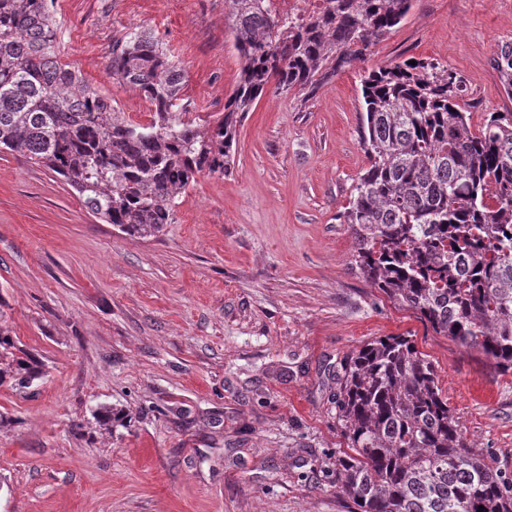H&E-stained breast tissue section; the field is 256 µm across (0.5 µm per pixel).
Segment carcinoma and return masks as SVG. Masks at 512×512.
Returning a JSON list of instances; mask_svg holds the SVG:
<instances>
[{
  "label": "carcinoma",
  "instance_id": "1",
  "mask_svg": "<svg viewBox=\"0 0 512 512\" xmlns=\"http://www.w3.org/2000/svg\"><path fill=\"white\" fill-rule=\"evenodd\" d=\"M226 2L241 76L224 113L201 128L175 111L184 73L149 33L112 42L110 63L112 77L149 102L151 120L141 124L59 60L53 0H0V150L59 174L123 234L153 237L197 176L227 170L241 113L267 85L316 86L363 59L412 8V0H326L296 23L264 0ZM495 65L512 98L511 42ZM361 92L368 166L342 213L351 267L435 334L511 371L512 112H490L472 130L461 78L426 59L370 71ZM13 347L0 330V383L27 388L39 363ZM340 368L336 420L346 448L336 455V489L353 512H512V476L470 448L433 360L409 337L373 340ZM125 421L117 408L97 415L108 428Z\"/></svg>",
  "mask_w": 512,
  "mask_h": 512
}]
</instances>
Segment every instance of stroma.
Listing matches in <instances>:
<instances>
[{"instance_id": "1", "label": "stroma", "mask_w": 512, "mask_h": 512, "mask_svg": "<svg viewBox=\"0 0 512 512\" xmlns=\"http://www.w3.org/2000/svg\"><path fill=\"white\" fill-rule=\"evenodd\" d=\"M62 62L149 119L113 80V40L148 31L203 125L241 70L224 0H54ZM512 0H413L364 59L312 90L267 87L225 173L197 176L156 237L121 233L52 171L0 152V329L37 356L0 384V512H352L336 492V366L385 336L434 360L471 447L512 473V372L435 335L352 269L340 213L367 165L364 71L437 60L472 126L512 111L494 58ZM125 410L108 430L94 414Z\"/></svg>"}]
</instances>
